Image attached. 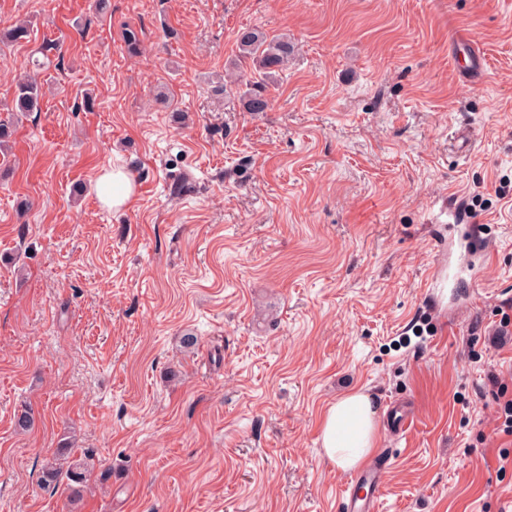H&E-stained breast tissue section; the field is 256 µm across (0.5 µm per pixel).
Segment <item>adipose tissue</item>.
<instances>
[{"label":"adipose tissue","mask_w":512,"mask_h":512,"mask_svg":"<svg viewBox=\"0 0 512 512\" xmlns=\"http://www.w3.org/2000/svg\"><path fill=\"white\" fill-rule=\"evenodd\" d=\"M376 418L377 410L367 394L353 391L339 397L321 422L326 456L343 470L361 465L376 446Z\"/></svg>","instance_id":"obj_1"}]
</instances>
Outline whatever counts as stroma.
<instances>
[{"label":"stroma","instance_id":"1","mask_svg":"<svg viewBox=\"0 0 512 512\" xmlns=\"http://www.w3.org/2000/svg\"><path fill=\"white\" fill-rule=\"evenodd\" d=\"M25 18L0 120L51 64L0 156V512H344L319 423L357 389L377 512H512V0H0V31ZM243 27L298 47L257 115ZM64 447L76 501L42 477ZM33 66L35 71H23L15 76L12 106L7 107L8 112L26 115L39 111L43 91L38 71L45 68V63L36 59ZM134 184L122 170L112 169L102 173L96 182L97 197L100 202L113 210H118L131 200Z\"/></svg>","mask_w":512,"mask_h":512}]
</instances>
